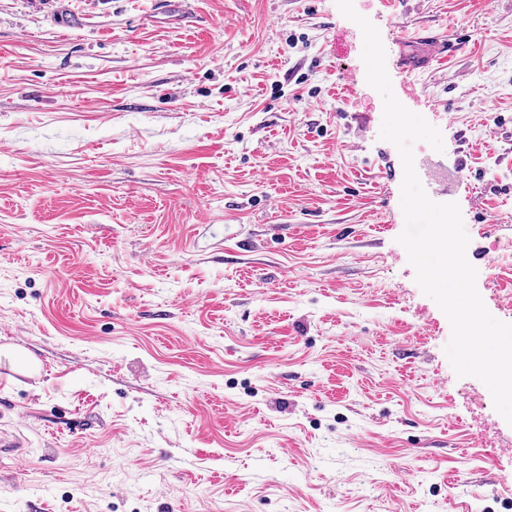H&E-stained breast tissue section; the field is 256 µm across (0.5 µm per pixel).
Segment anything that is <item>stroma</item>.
Masks as SVG:
<instances>
[{
	"instance_id": "35a3bbf8",
	"label": "stroma",
	"mask_w": 512,
	"mask_h": 512,
	"mask_svg": "<svg viewBox=\"0 0 512 512\" xmlns=\"http://www.w3.org/2000/svg\"><path fill=\"white\" fill-rule=\"evenodd\" d=\"M353 3L512 323V0ZM418 29L466 43L411 98ZM362 50L335 0H0V512H512Z\"/></svg>"
}]
</instances>
